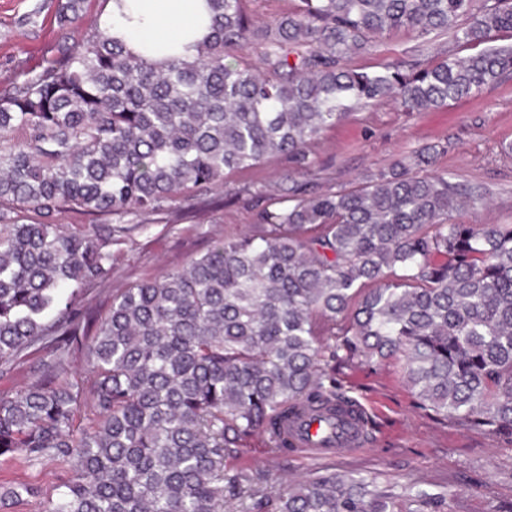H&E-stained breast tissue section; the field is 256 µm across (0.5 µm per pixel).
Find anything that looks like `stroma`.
Listing matches in <instances>:
<instances>
[{"instance_id": "1", "label": "stroma", "mask_w": 512, "mask_h": 512, "mask_svg": "<svg viewBox=\"0 0 512 512\" xmlns=\"http://www.w3.org/2000/svg\"><path fill=\"white\" fill-rule=\"evenodd\" d=\"M65 0H0V93L20 84L71 46L69 28L60 26ZM464 50L448 37L422 43L399 31L375 48L352 57V65L371 71L396 60L440 61ZM512 75L479 94L449 101L424 112L406 113L385 101L355 111L324 132L312 146L313 165L306 175L312 192L334 190L365 178L393 161H411L427 144L446 148L438 172L489 196V205L471 204L449 214L461 224H512ZM286 161H272L228 175L223 188L194 193L185 203L144 217V229L113 242L114 271L104 288L83 295L84 303L106 312L113 294L163 270L185 266L224 237L255 230L262 207L288 204ZM378 424L374 440L324 461L339 472H359L379 486L401 490L417 478L454 491L452 512H512V454L495 437L427 416L397 370L386 366L348 373L343 380ZM311 457L299 451L270 462L262 448L228 460L226 475L244 471L255 483L288 485L310 469ZM60 469L41 464L15 466L0 461V485L52 488Z\"/></svg>"}]
</instances>
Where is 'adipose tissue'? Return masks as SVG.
I'll return each mask as SVG.
<instances>
[{"instance_id": "ef3b65f1", "label": "adipose tissue", "mask_w": 512, "mask_h": 512, "mask_svg": "<svg viewBox=\"0 0 512 512\" xmlns=\"http://www.w3.org/2000/svg\"><path fill=\"white\" fill-rule=\"evenodd\" d=\"M205 0H107L99 26L136 53L194 59L209 31Z\"/></svg>"}]
</instances>
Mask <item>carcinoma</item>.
Masks as SVG:
<instances>
[{
    "label": "carcinoma",
    "instance_id": "1",
    "mask_svg": "<svg viewBox=\"0 0 512 512\" xmlns=\"http://www.w3.org/2000/svg\"><path fill=\"white\" fill-rule=\"evenodd\" d=\"M245 0H207L198 56L156 62L106 33L0 96V371L41 345L38 377L0 394V457L51 463L55 489L0 492V509L224 512L225 487L255 512H449L447 495L400 494L319 466L281 490L228 459L301 413L353 403L345 369L393 364L417 408L498 438L512 452V224H450L471 201L413 152L364 182L263 209L255 232L224 238L187 266L81 305L112 281V242L144 228L190 188L310 147L351 110L391 99L421 112L512 74V47L438 62L349 65L404 30L478 47L512 34V0H298L255 19ZM79 0L59 14L70 28ZM80 212L102 224H62ZM83 354L86 375L71 371Z\"/></svg>",
    "mask_w": 512,
    "mask_h": 512
}]
</instances>
